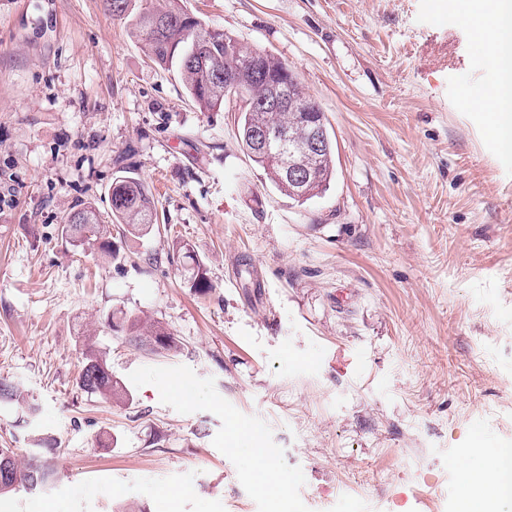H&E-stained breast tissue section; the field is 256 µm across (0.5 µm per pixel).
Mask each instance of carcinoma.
Instances as JSON below:
<instances>
[{
    "instance_id": "cac0c4a2",
    "label": "carcinoma",
    "mask_w": 512,
    "mask_h": 512,
    "mask_svg": "<svg viewBox=\"0 0 512 512\" xmlns=\"http://www.w3.org/2000/svg\"><path fill=\"white\" fill-rule=\"evenodd\" d=\"M105 11L117 18L129 16L131 0H103ZM135 30L142 41L149 58L161 66L176 67L181 75L190 98L202 112H217L224 108L229 94L224 91V70L247 58L257 61L259 69L270 77H276L288 66L280 59L261 49H244L236 39L220 29H205L192 13L183 8L147 10L135 17ZM265 92L261 80H247L237 86L235 93L249 100H257ZM241 122L239 136L250 156H255L252 132L260 125L286 128L298 139L310 129L300 112H259L252 105L239 107ZM326 141L324 152L312 157L303 156L305 165L313 172L314 185L305 194L311 199L325 191L334 176V143L328 130H323ZM266 171L268 178L281 194L297 200L299 188L292 183L273 175V170L264 161L256 160ZM112 223L125 233L145 236L149 233L152 218L153 198L144 183L130 175L117 176L112 180L111 191ZM88 219L86 224L62 225L61 234L72 246L91 247L101 257L110 262L119 257L113 248L112 227L99 222L96 213L88 206L77 209ZM180 250L191 260L187 268V283L197 291H205L210 284L205 278L202 264L192 254L189 245ZM104 326L115 334H121L130 344L149 351L161 353L177 347V340L163 326L140 316L123 314L109 315ZM78 387L88 394H95L110 401L127 395L126 390L112 379L106 357L98 349L92 338L83 342L82 369ZM21 404L24 396L14 383L0 381V403ZM8 460L15 475V489H40L46 486L53 470L39 457L32 455L25 466L18 465L14 453L8 448H0V461Z\"/></svg>"
}]
</instances>
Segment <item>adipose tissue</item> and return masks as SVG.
Here are the masks:
<instances>
[{
    "instance_id": "ef3b65f1",
    "label": "adipose tissue",
    "mask_w": 512,
    "mask_h": 512,
    "mask_svg": "<svg viewBox=\"0 0 512 512\" xmlns=\"http://www.w3.org/2000/svg\"><path fill=\"white\" fill-rule=\"evenodd\" d=\"M438 12L465 24L477 47L496 65L500 78L481 102V120L498 159L512 165V0H438ZM473 453L452 459L461 478L460 512H497L512 502V450L486 453L485 466Z\"/></svg>"
}]
</instances>
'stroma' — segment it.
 Returning a JSON list of instances; mask_svg holds the SVG:
<instances>
[{
  "label": "stroma",
  "instance_id": "stroma-1",
  "mask_svg": "<svg viewBox=\"0 0 512 512\" xmlns=\"http://www.w3.org/2000/svg\"><path fill=\"white\" fill-rule=\"evenodd\" d=\"M433 0H151L265 49L324 112L336 173L283 196L246 153L237 107L203 112L102 0H0V448L34 437L51 483L0 512H268L237 424L299 512H454L448 462L512 448V166L477 104L494 66ZM156 222L118 261L76 251L67 215L110 223L123 166ZM189 244L210 287L189 288ZM119 311L166 327L151 354ZM131 393L77 385L84 331ZM104 326L115 334H121L130 344L149 351L161 353L177 348V340L171 332L159 325L148 322L140 316L123 314L121 316L108 315Z\"/></svg>",
  "mask_w": 512,
  "mask_h": 512
}]
</instances>
